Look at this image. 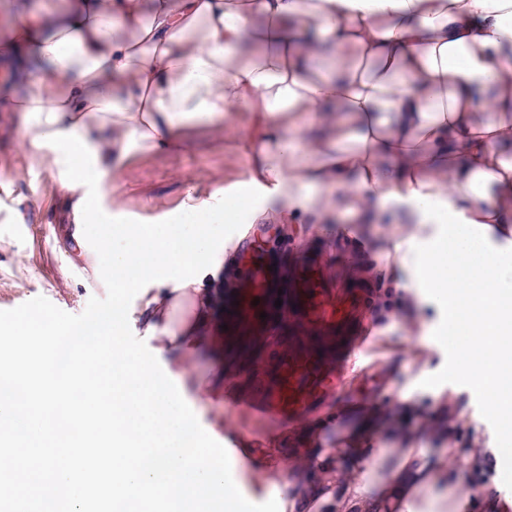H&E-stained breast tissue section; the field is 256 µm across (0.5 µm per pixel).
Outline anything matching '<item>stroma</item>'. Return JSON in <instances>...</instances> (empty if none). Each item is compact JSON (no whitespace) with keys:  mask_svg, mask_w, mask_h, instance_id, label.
Masks as SVG:
<instances>
[{"mask_svg":"<svg viewBox=\"0 0 512 512\" xmlns=\"http://www.w3.org/2000/svg\"><path fill=\"white\" fill-rule=\"evenodd\" d=\"M21 115L0 112V310L15 308L44 296L60 309L82 313L90 298L105 297L102 278L93 275L90 259L73 248L74 225L67 208L63 175L34 163L18 139ZM104 192L97 209L115 224H164L184 212L211 204L225 192L248 189V164L234 134L221 126L193 128L184 133L182 148L174 151L142 150L110 169L103 178ZM123 206L113 211V197ZM390 227L357 224L339 216L326 224H255L220 228L224 253L221 273L248 265L245 243L258 246L265 262L289 268L308 251L320 248L331 256L332 268L342 282H367L374 288V310L365 333L363 354L352 357L343 394L336 402L343 413L313 437L324 448H347L357 432L355 404L378 406L402 401L417 415L427 414L435 396L427 382H446L449 403L465 417L448 447L464 453L485 452V462L470 476L468 487L488 486L512 498V476H505L495 456L507 436L488 415L480 388L455 376L447 348L439 341V312L430 305L421 311L420 335H406L402 303L413 299L414 288L400 271L398 257L389 255ZM287 308H279L263 337L225 340L223 353L207 349L195 357L191 374L210 381L217 367L228 377L225 394L243 393L251 385L262 358L270 354L278 337L290 335ZM246 444L254 448H281L301 457L305 447L295 433L255 420L246 424Z\"/></svg>","mask_w":512,"mask_h":512,"instance_id":"1","label":"stroma"}]
</instances>
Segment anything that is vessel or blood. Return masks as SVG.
<instances>
[{
  "mask_svg": "<svg viewBox=\"0 0 512 512\" xmlns=\"http://www.w3.org/2000/svg\"><path fill=\"white\" fill-rule=\"evenodd\" d=\"M273 281L264 265L254 266L238 289L234 308L241 327L262 331ZM296 327L264 365L233 409L250 419L288 430L336 403L346 382V356L361 338L368 317V294L342 286L322 258L303 257L288 278L285 295Z\"/></svg>",
  "mask_w": 512,
  "mask_h": 512,
  "instance_id": "vessel-or-blood-1",
  "label": "vessel or blood"
}]
</instances>
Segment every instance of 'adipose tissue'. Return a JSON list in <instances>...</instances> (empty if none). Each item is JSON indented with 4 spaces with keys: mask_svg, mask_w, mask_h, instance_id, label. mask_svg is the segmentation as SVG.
I'll return each instance as SVG.
<instances>
[{
    "mask_svg": "<svg viewBox=\"0 0 512 512\" xmlns=\"http://www.w3.org/2000/svg\"><path fill=\"white\" fill-rule=\"evenodd\" d=\"M22 147L66 177L76 244L96 228L95 275L137 289L133 317L180 370L222 341L206 281L216 224H389L421 304L448 314L459 370L512 430V0H24L10 26ZM251 194L176 224L100 218L113 161L232 126ZM272 512H507L470 494L450 449L313 445L271 482Z\"/></svg>",
    "mask_w": 512,
    "mask_h": 512,
    "instance_id": "adipose-tissue-1",
    "label": "adipose tissue"
}]
</instances>
